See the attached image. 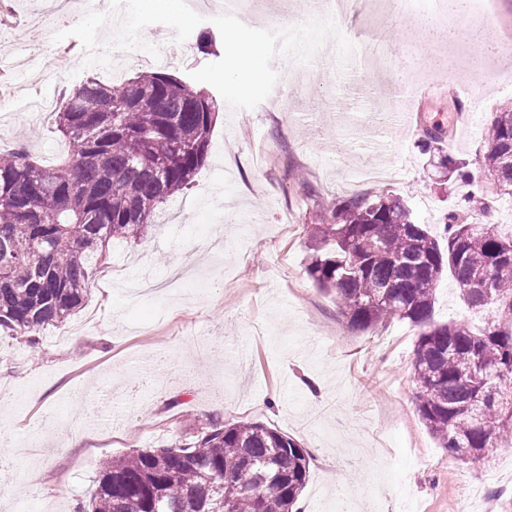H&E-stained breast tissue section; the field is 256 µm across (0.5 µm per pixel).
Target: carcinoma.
Wrapping results in <instances>:
<instances>
[{"label": "carcinoma", "mask_w": 512, "mask_h": 512, "mask_svg": "<svg viewBox=\"0 0 512 512\" xmlns=\"http://www.w3.org/2000/svg\"><path fill=\"white\" fill-rule=\"evenodd\" d=\"M220 110L213 96L161 72L120 85L90 78L67 96L56 127L72 150L54 168L18 150L0 155V332L40 345L39 331L81 308L109 245L147 232L156 210L204 166ZM446 130L418 148L448 174L466 163L443 150ZM512 197V106L497 113L484 157ZM468 196L447 214L446 244L412 220L403 199L377 192L336 202L309 225L308 276L336 296L347 326L391 320L420 328L413 349L419 417L440 447L478 465L512 438V235L472 224ZM449 273L490 320L433 321ZM310 458L293 438L257 422L212 425L182 446L149 448L99 466L92 512H293Z\"/></svg>", "instance_id": "cac0c4a2"}]
</instances>
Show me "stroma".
<instances>
[{
    "mask_svg": "<svg viewBox=\"0 0 512 512\" xmlns=\"http://www.w3.org/2000/svg\"><path fill=\"white\" fill-rule=\"evenodd\" d=\"M497 19L484 43L504 46L512 0H485ZM138 10L154 23L139 54L113 55ZM306 18L297 40L271 41L276 18ZM99 51L89 54L90 27ZM256 49L259 89L226 71L240 44ZM423 45L410 22L374 19L364 0L326 23L307 0H259L251 22L195 24L187 8L117 0L98 23L72 0H0V144L23 147L54 167L70 145L54 121L70 74L111 81L144 71L185 79L220 104L208 158L189 189L171 196L146 237L112 249L88 299L67 322L40 332L42 346L0 334V512H71L89 501L101 459L168 448L212 424L259 422L309 453L300 512H338L346 489L358 512H495L512 504V440L483 466L448 455L419 417L411 371L417 327L391 321L349 330L334 294L306 273L308 215L353 193L400 196L413 219L442 236L448 212L484 187L483 155L496 109L512 104V52L494 66L502 82L489 108L436 92L426 47L416 77L406 65ZM417 96L410 124L380 125L382 108ZM444 126L447 152L468 163L469 181L441 172L417 147ZM434 320H485L451 276L437 290ZM491 470L485 499L465 503L464 480ZM37 471L39 481L27 475Z\"/></svg>",
    "mask_w": 512,
    "mask_h": 512,
    "instance_id": "35a3bbf8",
    "label": "stroma"
}]
</instances>
